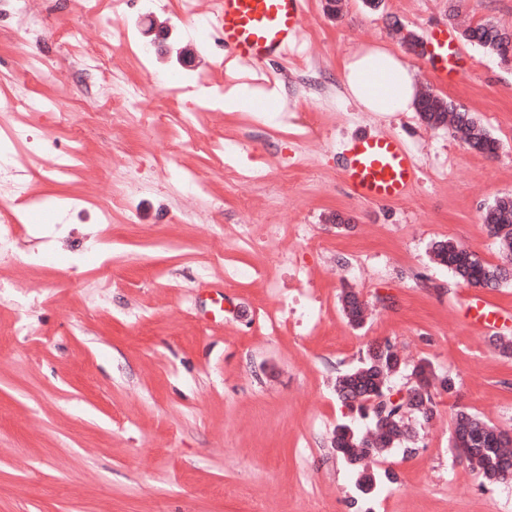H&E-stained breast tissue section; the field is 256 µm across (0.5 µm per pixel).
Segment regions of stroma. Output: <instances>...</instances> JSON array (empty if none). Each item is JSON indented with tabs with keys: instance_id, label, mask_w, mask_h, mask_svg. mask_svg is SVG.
I'll list each match as a JSON object with an SVG mask.
<instances>
[{
	"instance_id": "obj_1",
	"label": "stroma",
	"mask_w": 512,
	"mask_h": 512,
	"mask_svg": "<svg viewBox=\"0 0 512 512\" xmlns=\"http://www.w3.org/2000/svg\"><path fill=\"white\" fill-rule=\"evenodd\" d=\"M178 0L130 20L135 41L165 30L151 62L112 57L116 78L145 83L152 131L113 125L80 100L53 112H15L32 137L84 157L64 180L36 178L13 241L0 245V512H512V483L484 485L448 448L459 408L512 430V357L470 325V287L436 264L432 241L447 238L499 263L482 222L487 205L512 194V62L464 41L463 25L512 33V0H344L331 16L305 0L286 56L247 71L227 68L186 34ZM69 10L50 15L42 54L54 76L34 98L53 97L70 76L63 29ZM432 47L449 37L447 59L407 52L403 33ZM359 43L401 54L430 90L473 113L497 138V156L467 149L451 128L415 112L371 119L341 97V65ZM176 70L229 89L261 74L283 85L288 125L258 135L250 113L198 108L194 95L166 96L158 80ZM401 139L419 178L406 198L372 202L343 181L342 156L358 135ZM238 144V167H262L253 181L221 167L220 147ZM205 183L192 194L173 168ZM147 181L136 223L104 216L100 194L125 170ZM277 226L272 249L230 245L239 225ZM320 244L303 250L299 226ZM297 259L301 279L280 260ZM259 268L227 282V272ZM369 315L353 328L344 286ZM315 310L305 321L307 310ZM393 342L408 369L391 379L410 388L419 359L452 375L438 416L408 449L372 460L390 472L377 494L357 498L354 473L331 446L347 418L333 389L367 345Z\"/></svg>"
}]
</instances>
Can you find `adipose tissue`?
<instances>
[{
  "mask_svg": "<svg viewBox=\"0 0 512 512\" xmlns=\"http://www.w3.org/2000/svg\"><path fill=\"white\" fill-rule=\"evenodd\" d=\"M342 85L347 104L380 118L395 112H411L419 95L414 75L404 59L382 44H362L342 62ZM228 112H282L286 104L279 87L256 93L239 85L224 96Z\"/></svg>",
  "mask_w": 512,
  "mask_h": 512,
  "instance_id": "adipose-tissue-1",
  "label": "adipose tissue"
}]
</instances>
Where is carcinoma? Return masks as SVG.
I'll return each mask as SVG.
<instances>
[{
  "instance_id": "obj_1",
  "label": "carcinoma",
  "mask_w": 512,
  "mask_h": 512,
  "mask_svg": "<svg viewBox=\"0 0 512 512\" xmlns=\"http://www.w3.org/2000/svg\"><path fill=\"white\" fill-rule=\"evenodd\" d=\"M507 32L492 23L469 26L462 38L484 50L497 51L502 47ZM454 116L452 127L468 148L482 155L497 154L499 143L472 113L456 109L448 104ZM483 223L488 232L506 254L512 253V195L502 196L483 213ZM434 262L447 267L454 276L468 286L480 285L498 288L512 279V269L505 265L491 264L480 259L465 247L450 239H439L431 243ZM342 310L348 322L361 326L364 320L358 293L345 290L341 295ZM404 370L399 352L390 340L367 348L358 364L338 375L335 381L336 397L354 413V420L368 422L369 430L362 431L354 420L341 421L333 431L332 447L337 455L355 472V489L367 497L373 494L380 483V476L366 473L363 461L368 457L383 456L397 448L410 437L411 422L419 425L430 423L439 413L442 394L456 388L452 377L446 376L437 385L432 365L421 360L412 368L416 375V386L424 391L427 407L405 408V401H390L392 387L390 378ZM451 448L455 455L465 454L466 465L481 480L482 484L496 485L504 482V472L512 468V431L490 426L466 409H458L452 419Z\"/></svg>"
}]
</instances>
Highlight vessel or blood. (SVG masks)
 I'll return each instance as SVG.
<instances>
[{
  "label": "vessel or blood",
  "instance_id": "1",
  "mask_svg": "<svg viewBox=\"0 0 512 512\" xmlns=\"http://www.w3.org/2000/svg\"><path fill=\"white\" fill-rule=\"evenodd\" d=\"M219 22L229 56L262 61L285 55L303 21V0H219ZM345 184L359 198L375 202L405 198L418 179L406 144L393 137L362 135L348 146ZM474 326L495 331L502 308L489 295L471 299Z\"/></svg>",
  "mask_w": 512,
  "mask_h": 512
}]
</instances>
